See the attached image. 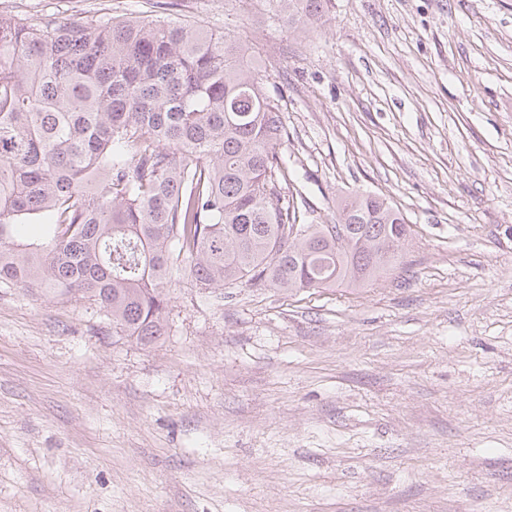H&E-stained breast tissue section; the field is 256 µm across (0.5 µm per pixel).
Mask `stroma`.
<instances>
[{
  "instance_id": "35a3bbf8",
  "label": "stroma",
  "mask_w": 512,
  "mask_h": 512,
  "mask_svg": "<svg viewBox=\"0 0 512 512\" xmlns=\"http://www.w3.org/2000/svg\"><path fill=\"white\" fill-rule=\"evenodd\" d=\"M191 20L264 69L303 224L370 192L410 226L365 288L167 285L142 345L0 287V512H512V0H23ZM278 15L288 25H308L322 19L327 0H275Z\"/></svg>"
}]
</instances>
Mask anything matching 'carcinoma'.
<instances>
[{"label": "carcinoma", "instance_id": "carcinoma-1", "mask_svg": "<svg viewBox=\"0 0 512 512\" xmlns=\"http://www.w3.org/2000/svg\"><path fill=\"white\" fill-rule=\"evenodd\" d=\"M275 2L308 25L327 0ZM285 135L261 71L223 33L0 10V285L77 294L143 345L167 333L180 268L198 288L364 287L402 258L410 226L371 193L334 224H296ZM21 224L45 239L16 241Z\"/></svg>", "mask_w": 512, "mask_h": 512}]
</instances>
